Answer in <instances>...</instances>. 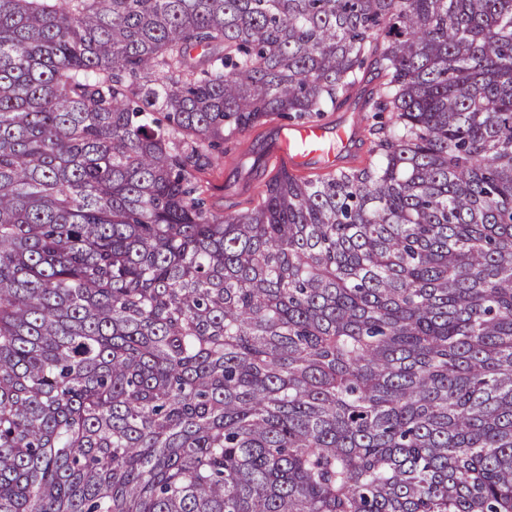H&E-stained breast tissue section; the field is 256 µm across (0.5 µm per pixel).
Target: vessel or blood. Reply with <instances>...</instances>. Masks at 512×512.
Wrapping results in <instances>:
<instances>
[{
    "label": "vessel or blood",
    "mask_w": 512,
    "mask_h": 512,
    "mask_svg": "<svg viewBox=\"0 0 512 512\" xmlns=\"http://www.w3.org/2000/svg\"><path fill=\"white\" fill-rule=\"evenodd\" d=\"M355 134V129H332L320 122L286 126L269 150L290 170L301 168L313 160L332 169L351 152Z\"/></svg>",
    "instance_id": "obj_1"
}]
</instances>
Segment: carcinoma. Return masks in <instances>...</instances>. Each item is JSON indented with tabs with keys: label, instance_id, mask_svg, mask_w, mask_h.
Here are the masks:
<instances>
[{
	"label": "carcinoma",
	"instance_id": "carcinoma-1",
	"mask_svg": "<svg viewBox=\"0 0 512 512\" xmlns=\"http://www.w3.org/2000/svg\"><path fill=\"white\" fill-rule=\"evenodd\" d=\"M0 512H512V0H0ZM373 112H353V108L345 106L337 112H324L317 121L300 125L285 126L281 129L278 138L270 145L269 151L280 162L285 163V168L299 177L307 180H319L328 171L321 164H313L300 171H294L303 167L310 161L318 160L327 168L333 169L347 156L354 145L356 127H336V124H350L355 116H359L362 125L361 149L355 166H362L370 162L371 137L367 129L373 123ZM345 116V118H342ZM364 116V121H363ZM325 122L330 127H336L335 132L330 127L321 123ZM284 122L287 121L273 116L266 124L250 128L224 142L223 158L203 157L200 160L195 175L210 211L219 215L242 212L258 201L266 181L280 168L264 153L263 144ZM256 155L262 156L264 165L257 173H249L241 163Z\"/></svg>",
	"mask_w": 512,
	"mask_h": 512
}]
</instances>
